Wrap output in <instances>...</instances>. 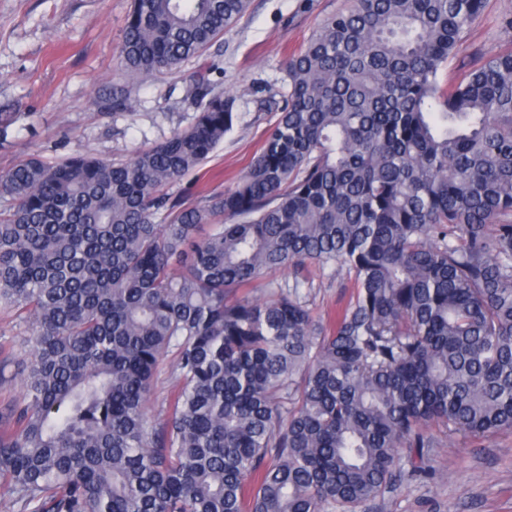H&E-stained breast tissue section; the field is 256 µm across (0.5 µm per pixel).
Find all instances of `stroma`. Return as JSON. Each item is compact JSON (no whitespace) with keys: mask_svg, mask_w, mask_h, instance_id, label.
<instances>
[{"mask_svg":"<svg viewBox=\"0 0 512 512\" xmlns=\"http://www.w3.org/2000/svg\"><path fill=\"white\" fill-rule=\"evenodd\" d=\"M132 0H0V108L20 113L0 146V171L28 155L50 163L83 152L123 160L188 126L193 85L206 73L215 91L235 99L237 120L199 169L173 188L197 201L233 190L274 121L288 54L302 45L343 0H250L247 12L201 57L170 74L128 79L119 65ZM512 0L488 4L442 72L479 66L512 47ZM127 109L114 110L115 97ZM308 301L315 313L335 310L345 272H314ZM25 324L0 311V345L11 351L0 407L22 394L30 358ZM432 477L404 478L359 512H512V429L478 437L427 426Z\"/></svg>","mask_w":512,"mask_h":512,"instance_id":"35a3bbf8","label":"stroma"}]
</instances>
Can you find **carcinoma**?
I'll use <instances>...</instances> for the list:
<instances>
[{
    "mask_svg": "<svg viewBox=\"0 0 512 512\" xmlns=\"http://www.w3.org/2000/svg\"><path fill=\"white\" fill-rule=\"evenodd\" d=\"M486 2L345 0L285 61L235 189L200 203L169 187L236 116L203 75L194 121L128 160L0 172V309L31 327L0 420L17 512H357L402 450L426 472L428 424L512 428V49L440 78ZM249 3L133 0L121 65L172 71ZM311 267L349 276L326 318ZM175 358V350L168 353V356L159 364L155 377L154 392L149 404V413L155 419L162 418V410L165 407L166 400L176 384L173 374V362Z\"/></svg>",
    "mask_w": 512,
    "mask_h": 512,
    "instance_id": "obj_1",
    "label": "carcinoma"
}]
</instances>
